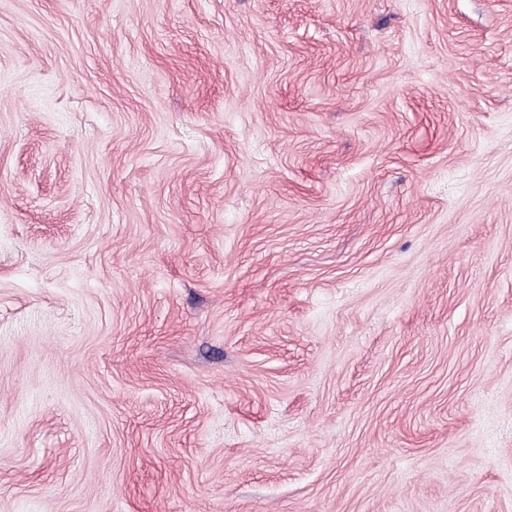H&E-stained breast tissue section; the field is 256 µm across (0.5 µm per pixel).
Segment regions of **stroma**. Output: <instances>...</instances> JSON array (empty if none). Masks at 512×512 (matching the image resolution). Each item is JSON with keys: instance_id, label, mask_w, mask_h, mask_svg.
<instances>
[{"instance_id": "1", "label": "stroma", "mask_w": 512, "mask_h": 512, "mask_svg": "<svg viewBox=\"0 0 512 512\" xmlns=\"http://www.w3.org/2000/svg\"><path fill=\"white\" fill-rule=\"evenodd\" d=\"M0 512H512V0H0Z\"/></svg>"}]
</instances>
